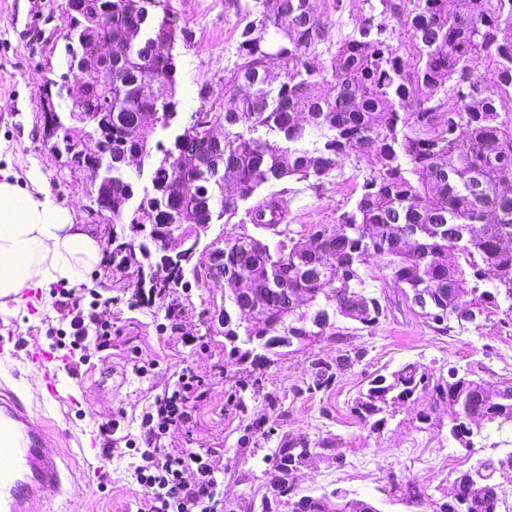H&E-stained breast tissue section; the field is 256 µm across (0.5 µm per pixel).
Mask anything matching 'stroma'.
Wrapping results in <instances>:
<instances>
[{"mask_svg": "<svg viewBox=\"0 0 512 512\" xmlns=\"http://www.w3.org/2000/svg\"><path fill=\"white\" fill-rule=\"evenodd\" d=\"M324 0L319 10L327 21L328 50L320 57L330 64V49L342 33L352 29L360 14L353 0ZM258 0H168L178 27L187 39L178 41V87L190 89L192 100L180 101L178 125L190 122L201 110H220L229 98L227 79L237 61L242 30L255 19ZM66 0H0V168L18 175L39 168L50 198L68 209L74 223L101 228V218L88 208L90 182L84 169L69 156L51 153L43 137V79L47 72L62 73L59 57L63 42ZM207 96H200V89ZM368 166L360 150H352L340 170L324 181H290L295 194L288 205L287 224L304 231L313 224H335L360 193ZM368 292L386 298L387 315L374 328L349 329L347 340L364 348V358L343 372L327 388L309 393L303 385L311 377L310 360L335 359V339L275 359L254 374L250 364H237L224 355V337L213 317L217 288L196 282L171 289L152 302L136 299L137 288L127 269L106 262L86 273L74 286L83 303H94L99 320L112 324V340L99 344L87 339L86 358L77 368L63 370L59 400L41 399L39 377L22 361L0 363V382L29 394L35 414L64 430L69 441L61 452L68 474L88 491L69 499L64 512H136L139 487L132 476L138 454L142 414L152 397L173 383L181 369L202 376L208 395L196 404L193 430L171 428L165 448L192 452L218 449L212 460L224 475V512H247L251 502L269 490L272 454L282 435L310 440H335L332 455H319L295 474L293 483L303 495L318 496L341 488L352 497L376 502L381 512H432L431 500L450 494L458 471L467 469L469 454L448 437L447 428L417 430L411 419L416 406L403 407L379 432L354 414L359 392L376 374H388L413 362L424 367L476 366V382L494 389L501 378L512 377V329L488 322L482 327L445 335L429 327L418 309L407 302L382 261L372 260L363 272ZM37 315H18L0 332L14 330L19 350L30 342L68 356L73 340L70 318L54 294L44 296ZM181 308L177 320L167 316L169 305ZM86 389L94 411L72 403L70 396ZM243 390L246 411L229 406L235 390ZM116 420L109 456L81 452L84 435L102 423ZM424 491L427 499L409 500V488Z\"/></svg>", "mask_w": 512, "mask_h": 512, "instance_id": "1", "label": "stroma"}]
</instances>
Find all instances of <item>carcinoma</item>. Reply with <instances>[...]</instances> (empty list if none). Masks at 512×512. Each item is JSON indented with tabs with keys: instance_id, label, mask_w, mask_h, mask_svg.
Returning <instances> with one entry per match:
<instances>
[{
	"instance_id": "obj_1",
	"label": "carcinoma",
	"mask_w": 512,
	"mask_h": 512,
	"mask_svg": "<svg viewBox=\"0 0 512 512\" xmlns=\"http://www.w3.org/2000/svg\"><path fill=\"white\" fill-rule=\"evenodd\" d=\"M89 9L112 8V29L123 43L112 59V92H93L85 110L103 112L100 155L117 160L142 145V129L169 130L178 118V61L173 52L151 54L150 41L178 42L166 0L149 15L133 0H88ZM361 21L336 43L331 75L309 60L325 42V23L311 0H261L258 20L240 35V63L227 82L231 104L195 117L170 146V155L190 150L200 162L160 166L142 189L148 205L137 214L112 213V225L207 224L211 216L229 223L258 188L310 178L322 180L339 169L353 147L369 175L353 207L329 225L313 224L294 237L281 226L288 214L289 189L263 197L247 209L246 225L224 237L217 254L224 266V354L259 367L287 354L286 348L323 337L339 338L337 318L372 328L384 307L365 292L361 271L370 259L384 268L405 299L434 329L448 334L466 324L494 321L512 328V114L498 102L512 96V0H361ZM300 20L288 38L277 36L279 16ZM406 36L410 55L394 46ZM285 65L273 84L272 55ZM488 61L491 76L477 71ZM224 127L213 144L211 127ZM278 238L272 248L263 233ZM123 265L144 266L151 249L137 259L121 249ZM248 272V292L233 278ZM185 284L182 270L151 267L148 289L163 299ZM247 306L250 318H239ZM365 350L346 346L336 359L311 360L306 390L328 386L360 361ZM473 370L452 366L447 373L408 363L378 374L352 407L371 429L385 427L398 409L431 393L415 416V428L447 424L448 436L463 445L467 434L494 424H512V378L483 392ZM328 437L297 443L284 436L271 455L269 494L249 512H380L368 500L341 489L320 496L296 492L291 471L307 461L308 449L330 451ZM460 496L435 502L433 512H497L504 487L512 484V451L479 458L458 473Z\"/></svg>"
}]
</instances>
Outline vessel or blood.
<instances>
[{"label":"vessel or blood","instance_id":"b4317fda","mask_svg":"<svg viewBox=\"0 0 512 512\" xmlns=\"http://www.w3.org/2000/svg\"><path fill=\"white\" fill-rule=\"evenodd\" d=\"M28 360L40 372L47 398L57 399L60 378L51 356L33 350ZM64 437L18 394L0 387V512H52L73 491L62 455L49 450L51 442Z\"/></svg>","mask_w":512,"mask_h":512}]
</instances>
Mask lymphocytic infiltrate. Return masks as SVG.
Instances as JSON below:
<instances>
[{
  "label": "lymphocytic infiltrate",
  "instance_id": "lymphocytic-infiltrate-1",
  "mask_svg": "<svg viewBox=\"0 0 512 512\" xmlns=\"http://www.w3.org/2000/svg\"><path fill=\"white\" fill-rule=\"evenodd\" d=\"M203 386L201 376L181 370L143 413L145 448L133 471L141 489L138 512H224L223 482L210 463L212 449L183 453L163 446L170 428L194 427L191 403L203 396Z\"/></svg>",
  "mask_w": 512,
  "mask_h": 512
}]
</instances>
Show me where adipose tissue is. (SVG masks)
I'll return each instance as SVG.
<instances>
[{"label": "adipose tissue", "instance_id": "1", "mask_svg": "<svg viewBox=\"0 0 512 512\" xmlns=\"http://www.w3.org/2000/svg\"><path fill=\"white\" fill-rule=\"evenodd\" d=\"M26 177L23 186L12 170L0 169V316L6 318L24 310L25 290L80 283L101 251L96 231L50 200L39 168Z\"/></svg>", "mask_w": 512, "mask_h": 512}]
</instances>
